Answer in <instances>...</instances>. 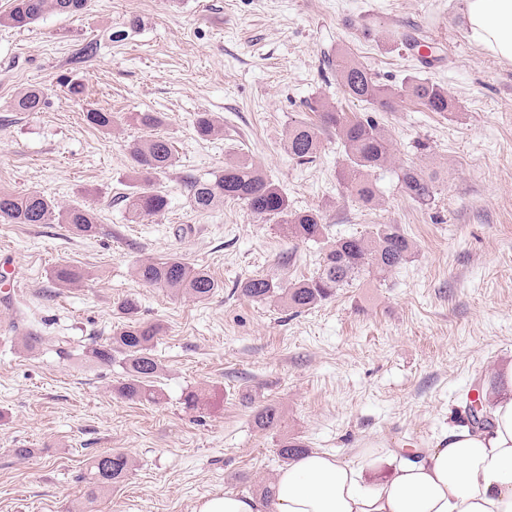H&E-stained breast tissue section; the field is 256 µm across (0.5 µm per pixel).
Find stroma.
Wrapping results in <instances>:
<instances>
[{
  "mask_svg": "<svg viewBox=\"0 0 512 512\" xmlns=\"http://www.w3.org/2000/svg\"><path fill=\"white\" fill-rule=\"evenodd\" d=\"M397 34L437 43L439 60L423 66ZM90 41L95 54L79 58ZM344 50L380 83L416 73L456 104L443 114L405 102L380 115L397 161L447 174L432 207L408 201L391 166L375 173L377 205L360 207L337 180L334 137L305 163L285 153L288 124L307 118L308 102L340 98L328 61ZM75 80L87 87L80 103L67 94ZM34 85L48 94L43 109L12 110ZM89 106L116 113L112 132L84 122ZM132 112L162 113L178 156L156 181L167 211L142 224L126 223L121 202L129 147L143 135ZM199 112L219 120L213 139L196 136ZM239 149L291 208L320 210L330 235L397 224L413 258L386 282L363 278L301 313L244 299L245 278L286 286L313 273L320 246L237 202L191 207L187 182L211 178ZM0 187L77 201L99 217L91 238L62 224L0 223V512H195L203 497L274 481L286 436L346 461L377 440L422 448L460 417L478 375L512 360V64L465 33L457 0H88L73 17L1 24ZM171 255L213 274L211 299L133 277L135 262ZM60 262L87 279L56 287ZM130 297L163 327L156 405L113 394L120 367L28 352L9 330L22 315L41 335L102 342ZM197 388L209 406L186 409L184 392ZM248 393L279 405L278 430L253 426ZM17 448L35 454L15 457ZM114 449L130 457L128 477L87 500L90 458Z\"/></svg>",
  "mask_w": 512,
  "mask_h": 512,
  "instance_id": "obj_1",
  "label": "stroma"
}]
</instances>
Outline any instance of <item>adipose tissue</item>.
<instances>
[{"label": "adipose tissue", "instance_id": "1", "mask_svg": "<svg viewBox=\"0 0 512 512\" xmlns=\"http://www.w3.org/2000/svg\"><path fill=\"white\" fill-rule=\"evenodd\" d=\"M468 35L512 63V0H461ZM491 425L449 422L426 448L379 441L342 460L297 456L281 469L271 498L224 493L196 512H512V362L499 371Z\"/></svg>", "mask_w": 512, "mask_h": 512}]
</instances>
